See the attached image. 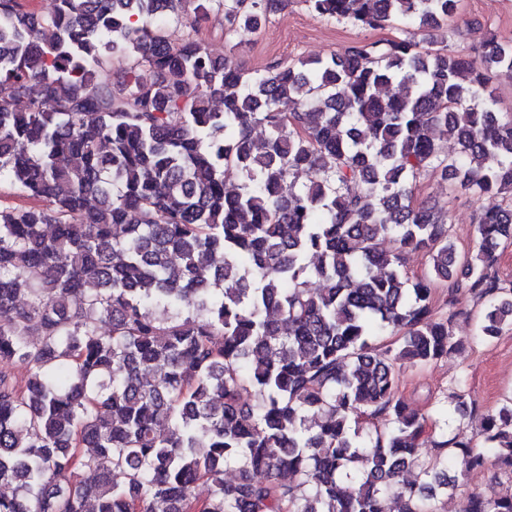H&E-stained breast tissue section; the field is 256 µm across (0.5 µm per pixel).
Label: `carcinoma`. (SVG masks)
Segmentation results:
<instances>
[{"label": "carcinoma", "instance_id": "cac0c4a2", "mask_svg": "<svg viewBox=\"0 0 512 512\" xmlns=\"http://www.w3.org/2000/svg\"><path fill=\"white\" fill-rule=\"evenodd\" d=\"M182 2L0 0V178L34 200L0 206V363L27 372L0 371V512H385L391 493L438 512L470 471L512 474V403L484 416L485 446L441 435L431 460L428 416L399 393L403 366L463 347L438 284L450 306L484 302L481 338L512 327V281L492 272L512 240V113L489 91L512 42L491 33L470 58L363 40L247 73L200 22L253 33L285 0H198L174 43L163 22ZM306 2L421 31L458 5ZM115 59L121 80L100 79ZM425 171L507 198L480 214L476 251L416 203ZM412 252L427 273L404 270ZM461 512H512V491L473 490Z\"/></svg>", "mask_w": 512, "mask_h": 512}]
</instances>
